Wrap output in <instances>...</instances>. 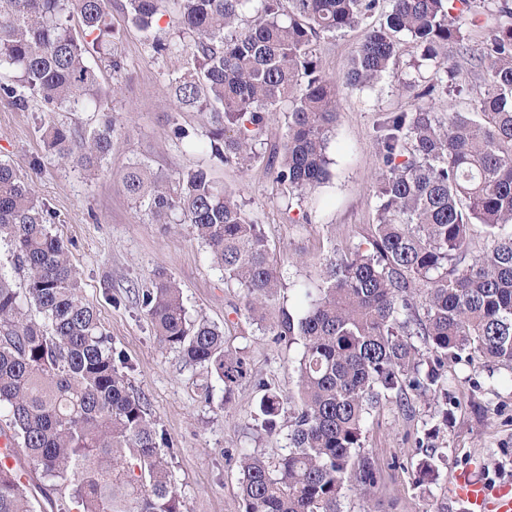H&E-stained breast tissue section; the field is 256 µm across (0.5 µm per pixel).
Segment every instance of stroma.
<instances>
[{
  "instance_id": "35a3bbf8",
  "label": "stroma",
  "mask_w": 512,
  "mask_h": 512,
  "mask_svg": "<svg viewBox=\"0 0 512 512\" xmlns=\"http://www.w3.org/2000/svg\"><path fill=\"white\" fill-rule=\"evenodd\" d=\"M123 5L124 0H112V22L121 35L118 49L127 69L116 74L101 66L100 105L49 115L34 103L19 110L0 99V160L9 161L50 209L51 232L69 248L85 302L97 311L113 347L126 356L130 384L169 440L167 455L182 512H244L240 455L255 452L273 459L287 444L285 434L270 435L260 427L256 407L261 387L293 386L299 349L263 334L248 320L240 290L225 286L222 272L189 225L152 223L124 194L120 172L137 160L171 177L210 167L214 178L235 190L258 219L270 255L283 271L277 308L297 311V285L317 281L320 259L358 243L373 222L378 168L374 128L382 113L409 106L401 86L419 51L414 44H402L399 67L390 76L374 88L342 92L329 148L331 176L304 199L307 221L293 224L264 162L244 171L176 138L178 126L190 138H204L209 116L183 112L170 122L168 80L183 60L155 53L128 23ZM380 21L375 13L361 25L321 38L316 52L322 70L341 77L366 29ZM106 111L116 117L118 132L101 169L84 171L47 153L48 120L87 133ZM297 252L303 262L289 264V255ZM158 270L178 282L191 316L221 327L227 346L247 358L250 372L226 408L206 406L201 387L210 375L164 347L135 301V291L150 288ZM447 388L454 413L437 439L438 451L448 458L437 482L419 487L413 476L428 452L424 430L432 407L418 402L406 411L386 401L369 417L364 441L381 481L370 500L346 493L342 512H462L459 504L448 501L445 488L449 475L464 467L491 486L512 481V368L464 358L449 365Z\"/></svg>"
}]
</instances>
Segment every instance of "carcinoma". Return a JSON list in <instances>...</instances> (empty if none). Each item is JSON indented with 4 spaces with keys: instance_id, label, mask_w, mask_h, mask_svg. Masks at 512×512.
<instances>
[{
    "instance_id": "cac0c4a2",
    "label": "carcinoma",
    "mask_w": 512,
    "mask_h": 512,
    "mask_svg": "<svg viewBox=\"0 0 512 512\" xmlns=\"http://www.w3.org/2000/svg\"><path fill=\"white\" fill-rule=\"evenodd\" d=\"M388 3L384 19L355 47L342 80L325 74L315 53L334 35ZM172 4L180 41L150 43L184 66L169 79L174 112H207L204 140H190L241 169L268 155L286 208L330 176L327 149L339 116V86L369 87L397 64L404 41L421 49L404 83L412 104L376 126L375 224L365 240L324 258L318 283L297 288L301 312L269 321L282 272L270 259L259 222L210 169L171 181L141 162L121 182L156 224H188L224 274L244 293L247 318L300 347L294 388L267 387L257 405L267 433L288 416V446L275 461L239 459L245 512H342L349 490L363 498L380 474L361 453L368 418L383 400L412 408L431 400L448 425V364L478 357L512 368V5L479 43L474 0H126L130 23L150 38ZM77 15L79 31L67 25ZM111 0H0V99L25 109L68 112L101 99L89 58L112 50V71L126 70ZM447 47L482 72L472 111L442 118L426 100L448 91L457 68L427 78ZM287 134L264 151L273 117ZM115 117L84 135L50 123L47 144L59 159L99 169L112 149ZM50 213L13 166L0 161V239L11 250L19 286L0 269V410L6 436L22 445L41 475L69 490L58 512H182L172 485L164 432L123 369L126 357L84 302L69 251L49 229ZM482 229L477 248L473 227ZM141 307L159 341L186 364L222 383L230 403L249 367L224 331L193 319L177 282L157 274ZM447 464L431 454L414 480L433 484ZM0 512H34L29 485L0 463Z\"/></svg>"
}]
</instances>
